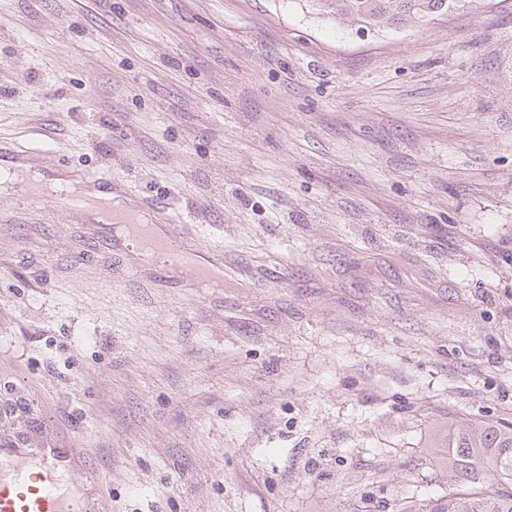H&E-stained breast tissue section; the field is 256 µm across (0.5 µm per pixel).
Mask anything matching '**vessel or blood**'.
<instances>
[{
  "label": "vessel or blood",
  "mask_w": 512,
  "mask_h": 512,
  "mask_svg": "<svg viewBox=\"0 0 512 512\" xmlns=\"http://www.w3.org/2000/svg\"><path fill=\"white\" fill-rule=\"evenodd\" d=\"M8 174L26 178L34 185V198L61 205L67 211L94 217L102 233L90 245L93 254L111 251L115 229L147 248L165 254L164 270L170 278L195 287L223 279V254L185 247L170 228L140 222L134 207H116L104 197L116 180L109 175L88 174L76 190H66V181L53 170L26 169L25 160L11 153ZM86 450L81 437L60 447L52 443L35 447L25 441H0V512H102L95 494L97 481L86 475Z\"/></svg>",
  "instance_id": "b4317fda"
}]
</instances>
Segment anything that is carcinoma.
<instances>
[{
  "label": "carcinoma",
  "instance_id": "obj_1",
  "mask_svg": "<svg viewBox=\"0 0 512 512\" xmlns=\"http://www.w3.org/2000/svg\"><path fill=\"white\" fill-rule=\"evenodd\" d=\"M323 16L349 20L362 29L399 28L460 9L471 0H309ZM440 460L456 491L429 499L418 512H512V428L483 422L451 429ZM506 491L486 497L487 474Z\"/></svg>",
  "mask_w": 512,
  "mask_h": 512
}]
</instances>
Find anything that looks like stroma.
<instances>
[{"label":"stroma","mask_w":512,"mask_h":512,"mask_svg":"<svg viewBox=\"0 0 512 512\" xmlns=\"http://www.w3.org/2000/svg\"><path fill=\"white\" fill-rule=\"evenodd\" d=\"M0 147L224 250L166 283L0 187V437L82 434L105 512H416L512 424V0H0ZM323 16L349 20L362 29L399 28L460 9L471 0H306Z\"/></svg>","instance_id":"1"}]
</instances>
